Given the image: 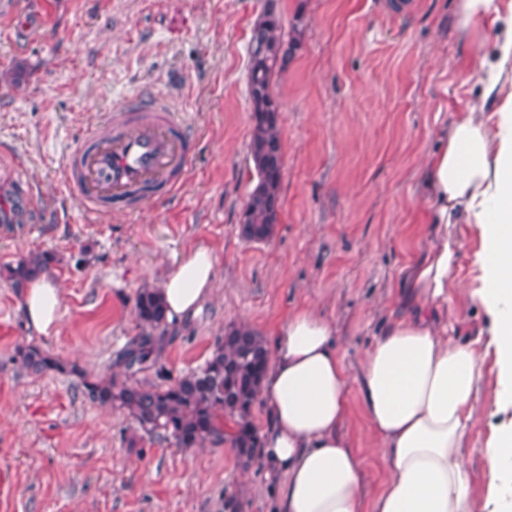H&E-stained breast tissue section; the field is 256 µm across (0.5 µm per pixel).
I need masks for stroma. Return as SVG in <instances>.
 <instances>
[{
    "label": "stroma",
    "mask_w": 512,
    "mask_h": 512,
    "mask_svg": "<svg viewBox=\"0 0 512 512\" xmlns=\"http://www.w3.org/2000/svg\"><path fill=\"white\" fill-rule=\"evenodd\" d=\"M295 41L273 91L282 104L281 215L273 236L247 240L241 214L253 186L247 92L250 29L267 0H17L38 19L25 32L0 19V199L21 187L46 216L0 232V269L32 252L53 254L62 289L55 330L36 332L0 279V469L13 477L0 512H270L267 466L242 468L224 446L179 448L150 439L127 414L93 403L85 380L108 377L140 328L136 294L159 287L191 248L214 255L215 287L201 312L174 325L143 380L170 383L201 366L225 329L269 335L310 310L336 329L348 373L343 431L363 464L365 497L388 473L365 414L358 377L367 352L403 315L398 298L424 253L432 199L422 182L437 134L479 102L480 45L464 42L458 0H415L397 15L378 0H274ZM149 88L186 112L198 139L184 188L132 219L115 210L84 223L62 192L60 158L89 125ZM456 288L442 323L455 343L483 348L490 321L466 296L478 274L474 226L457 224ZM36 345L65 369L27 373L20 348ZM468 448L470 494L483 506L484 450L512 409L493 404L494 354L483 360Z\"/></svg>",
    "instance_id": "obj_1"
}]
</instances>
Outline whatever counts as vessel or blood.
Masks as SVG:
<instances>
[{"label": "vessel or blood", "mask_w": 512, "mask_h": 512, "mask_svg": "<svg viewBox=\"0 0 512 512\" xmlns=\"http://www.w3.org/2000/svg\"><path fill=\"white\" fill-rule=\"evenodd\" d=\"M195 137L183 112L154 92L114 104L61 158L63 192L88 222L137 213L184 186Z\"/></svg>", "instance_id": "b4317fda"}]
</instances>
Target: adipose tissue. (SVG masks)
<instances>
[{
  "instance_id": "1",
  "label": "adipose tissue",
  "mask_w": 512,
  "mask_h": 512,
  "mask_svg": "<svg viewBox=\"0 0 512 512\" xmlns=\"http://www.w3.org/2000/svg\"><path fill=\"white\" fill-rule=\"evenodd\" d=\"M458 28L495 32L478 72L492 120L461 113L428 157L430 247L410 268L413 311L376 338L358 379L390 472L374 499L364 501L361 462L342 432L348 376L334 330L312 311L295 312L275 332L259 392L268 420L263 457L282 476L272 512H474L464 448L481 361L473 347L439 335L434 323L454 285L457 244L448 227L476 225L480 277L469 296L491 320L494 403L512 409V4L460 0ZM214 282L215 260L206 248L170 266L158 290L168 320L196 317ZM60 310L54 276L38 271L24 289L27 320L46 334ZM484 453L490 468L484 512H512V424L498 429Z\"/></svg>"
}]
</instances>
